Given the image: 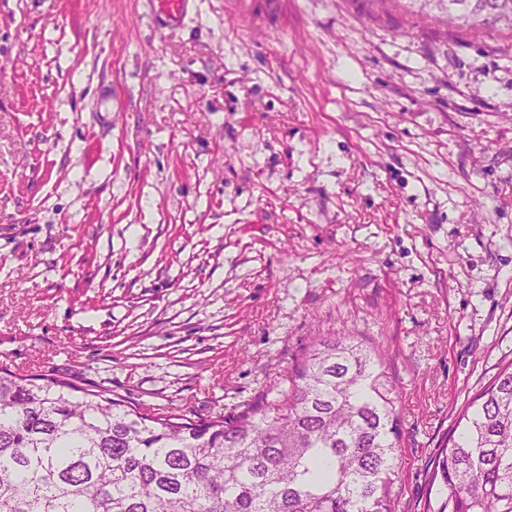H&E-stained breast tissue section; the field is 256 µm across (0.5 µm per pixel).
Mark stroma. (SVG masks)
I'll return each instance as SVG.
<instances>
[{
    "label": "stroma",
    "mask_w": 512,
    "mask_h": 512,
    "mask_svg": "<svg viewBox=\"0 0 512 512\" xmlns=\"http://www.w3.org/2000/svg\"><path fill=\"white\" fill-rule=\"evenodd\" d=\"M0 368L235 415L382 352L395 512L512 361V33L372 0H0Z\"/></svg>",
    "instance_id": "obj_1"
}]
</instances>
